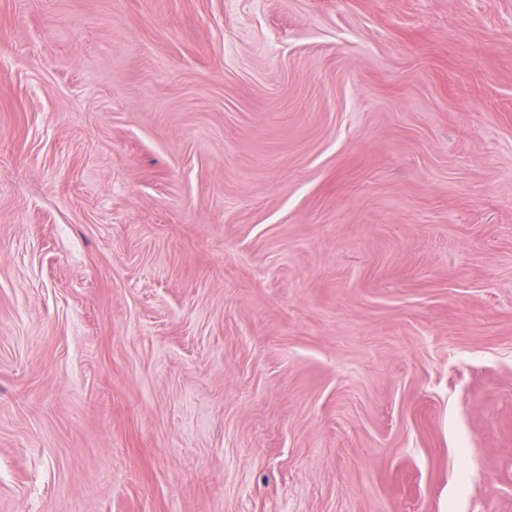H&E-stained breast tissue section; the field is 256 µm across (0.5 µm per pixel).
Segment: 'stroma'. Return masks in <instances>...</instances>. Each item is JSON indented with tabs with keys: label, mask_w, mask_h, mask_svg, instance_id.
Returning a JSON list of instances; mask_svg holds the SVG:
<instances>
[{
	"label": "stroma",
	"mask_w": 512,
	"mask_h": 512,
	"mask_svg": "<svg viewBox=\"0 0 512 512\" xmlns=\"http://www.w3.org/2000/svg\"><path fill=\"white\" fill-rule=\"evenodd\" d=\"M0 512H512V0H0Z\"/></svg>",
	"instance_id": "35a3bbf8"
}]
</instances>
